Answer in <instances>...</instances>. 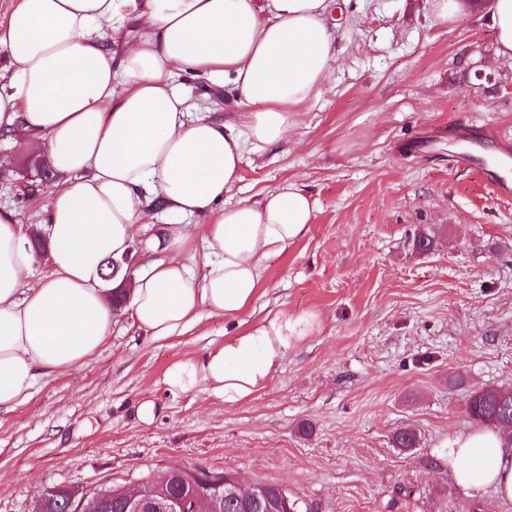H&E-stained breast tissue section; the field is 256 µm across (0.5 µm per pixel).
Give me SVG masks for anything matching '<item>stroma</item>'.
I'll list each match as a JSON object with an SVG mask.
<instances>
[{"label": "stroma", "mask_w": 512, "mask_h": 512, "mask_svg": "<svg viewBox=\"0 0 512 512\" xmlns=\"http://www.w3.org/2000/svg\"><path fill=\"white\" fill-rule=\"evenodd\" d=\"M332 19L321 94L285 141L245 155L228 197L292 182L315 202L311 224L266 262L238 317L206 311L158 340L119 318L84 366L39 377L0 412V512H32L50 486L176 466L279 484L309 512H501L492 492L452 481L440 444L477 429L471 391L512 386V197L451 163L465 143L446 130L484 125L512 143V61L496 60L483 12L444 24L427 0H338ZM174 83L201 112L235 109L205 76ZM34 159L0 138V207L27 233L47 188ZM425 229L436 243L420 253ZM274 315L304 334L250 398L167 390L172 363ZM405 426L418 448H393Z\"/></svg>", "instance_id": "stroma-1"}]
</instances>
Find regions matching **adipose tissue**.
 Here are the masks:
<instances>
[{"label": "adipose tissue", "instance_id": "1", "mask_svg": "<svg viewBox=\"0 0 512 512\" xmlns=\"http://www.w3.org/2000/svg\"><path fill=\"white\" fill-rule=\"evenodd\" d=\"M333 0H19L0 24V135L27 141L64 173L44 197L52 272L30 280L36 256L15 213L0 208V412L36 378L85 364L126 315L153 339L179 336L201 309L234 318L264 261L302 234L315 205L289 183L225 205L246 152L287 139L336 57ZM498 60H512V0H485ZM231 84L235 112L190 110L175 70ZM203 216L153 235L155 260L115 308L105 277L155 204ZM202 241L193 270L188 247ZM292 342L264 320L201 358L173 363L170 390L205 387L234 404L269 380ZM463 490L488 488L512 512V436L480 429L442 443Z\"/></svg>", "mask_w": 512, "mask_h": 512}]
</instances>
